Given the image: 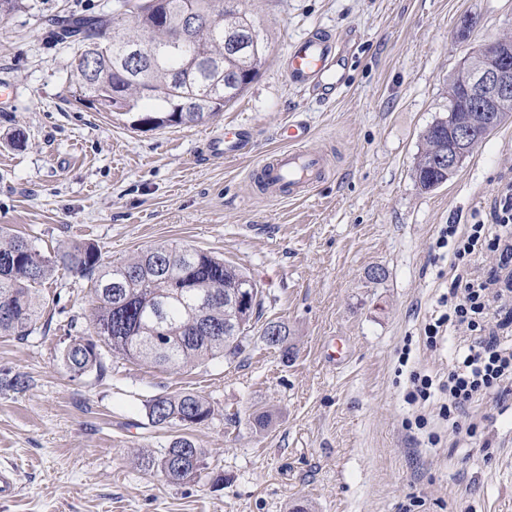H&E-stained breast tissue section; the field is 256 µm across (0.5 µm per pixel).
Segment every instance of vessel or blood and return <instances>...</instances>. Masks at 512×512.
Masks as SVG:
<instances>
[{"instance_id": "vessel-or-blood-1", "label": "vessel or blood", "mask_w": 512, "mask_h": 512, "mask_svg": "<svg viewBox=\"0 0 512 512\" xmlns=\"http://www.w3.org/2000/svg\"><path fill=\"white\" fill-rule=\"evenodd\" d=\"M287 62L291 82L312 96L332 97L347 84L348 60L332 35L325 32H312L291 45ZM245 137V129L230 124L223 135L210 138L206 148L210 154L233 158L239 155ZM281 137L285 148L256 167L262 190L273 200L305 196L330 170L321 153L307 149L311 130L306 124H288Z\"/></svg>"}]
</instances>
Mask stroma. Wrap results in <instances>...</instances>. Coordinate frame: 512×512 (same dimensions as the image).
Masks as SVG:
<instances>
[{"instance_id": "obj_1", "label": "stroma", "mask_w": 512, "mask_h": 512, "mask_svg": "<svg viewBox=\"0 0 512 512\" xmlns=\"http://www.w3.org/2000/svg\"><path fill=\"white\" fill-rule=\"evenodd\" d=\"M34 2L0 23V83L13 87L0 107V225L46 254L93 243L106 263L157 243L223 258L256 280L263 322L285 325L293 357L257 325L230 360L166 370L111 358L104 379L72 377L59 351L86 330L90 291L59 269L43 290L50 324L0 336V378L30 379L22 393L0 386V466L17 474L0 512H512V409L478 408L487 447L454 446L440 424L437 445H418L397 372L408 343L447 376V343L422 339L446 286L434 239L440 225L485 219L512 182V120L447 183L424 191L413 176L465 55L512 35V0H243L269 45L259 75L220 114L154 130L77 102L76 51L46 23L105 12L107 0ZM318 29L349 56L347 86L329 100L294 86L286 66L289 45ZM294 120L331 174L272 201L252 171ZM229 122L250 130L240 156L207 154L205 135ZM335 342L345 355L332 364ZM188 391L214 410L189 434L224 477L215 489L139 465L172 436L149 423L146 401ZM258 408L272 413L263 431L249 419Z\"/></svg>"}]
</instances>
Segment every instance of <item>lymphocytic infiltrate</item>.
I'll return each instance as SVG.
<instances>
[{"label":"lymphocytic infiltrate","mask_w":512,"mask_h":512,"mask_svg":"<svg viewBox=\"0 0 512 512\" xmlns=\"http://www.w3.org/2000/svg\"><path fill=\"white\" fill-rule=\"evenodd\" d=\"M489 223L442 227L437 248H451L453 280L446 296L440 300L443 313L424 327L428 345H435L444 328H454L463 335L448 380L435 384L430 375L411 371L407 404L417 408L429 406L436 391L446 392L438 415L448 420L453 433L472 440L475 424L466 423L467 412L485 399L502 402L512 399V336L492 331L488 318L503 315L512 324V303L502 292L493 290L492 276L480 275L478 265L484 255L496 258L499 270L512 276V186L507 187L489 213Z\"/></svg>","instance_id":"f902f5d3"}]
</instances>
